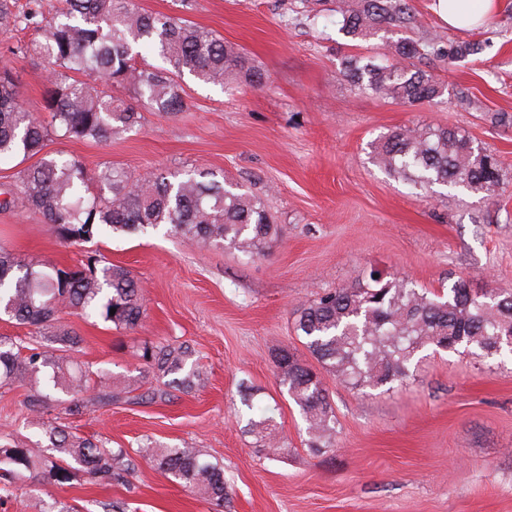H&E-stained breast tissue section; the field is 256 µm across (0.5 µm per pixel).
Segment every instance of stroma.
Masks as SVG:
<instances>
[{
	"instance_id": "stroma-1",
	"label": "stroma",
	"mask_w": 512,
	"mask_h": 512,
	"mask_svg": "<svg viewBox=\"0 0 512 512\" xmlns=\"http://www.w3.org/2000/svg\"><path fill=\"white\" fill-rule=\"evenodd\" d=\"M489 20L451 29L433 0H411L419 35L477 40L481 54L431 67L445 87L438 103L403 106L358 91L340 72L342 58L379 51L374 37L354 41L336 24V0H139L149 11L188 19L245 49L261 85L222 88L182 78L187 106L166 115L139 105L138 127L106 143L55 138L47 149L78 156L89 170L109 162L136 174L205 167L260 197L278 228L264 255L203 247L158 228L61 243L24 208L0 212V243L25 260L74 265L85 251L129 269L146 294L136 332L72 314L62 321L81 338L75 357L94 371L147 380L133 347L143 340L188 342L208 378L172 401L88 407L39 416L24 408L27 390L0 389V437L40 441L58 421L107 447L136 451L145 439L200 448L223 465L232 498L224 507L197 498L151 464L130 484L75 475L59 486L28 480L20 499L0 498V512H512V352L475 358L428 354L395 391L367 393L334 378L325 383L337 416L336 449L313 453L306 424L282 392L274 348L310 354L296 336L294 311L319 293L345 287L370 269L445 290L512 288V0H498ZM27 29L0 34V62L17 77L21 101L43 113L47 65L5 53L27 45ZM472 105L461 109L458 92ZM430 124L465 131L496 154L498 195L463 187L423 192L372 160V144L390 129ZM274 409L288 451L265 457L238 424L245 394Z\"/></svg>"
}]
</instances>
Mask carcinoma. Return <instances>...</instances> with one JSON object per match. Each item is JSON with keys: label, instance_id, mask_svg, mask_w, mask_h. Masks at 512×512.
<instances>
[{"label": "carcinoma", "instance_id": "1", "mask_svg": "<svg viewBox=\"0 0 512 512\" xmlns=\"http://www.w3.org/2000/svg\"><path fill=\"white\" fill-rule=\"evenodd\" d=\"M56 14L44 15L42 0H0V31L24 26L39 38L25 52L51 61L40 119L19 102L17 78L0 67V162L37 161L17 172L14 187L0 192V211L18 206L40 214L59 241L75 246L100 235H123L147 228L170 232L204 246L229 247L246 256L263 254L275 234L261 199L226 184L224 174L196 168L184 173L134 175L108 162L95 173L77 158L46 151L51 137L106 142L140 122L136 107L115 95L128 89L135 99L165 114L185 107L178 78L227 86L244 79L259 84L248 56L210 30L180 17L153 13L137 0H60ZM340 31L353 39L383 32L397 36L386 52L366 62L348 59L343 74L361 92L397 103H434L445 87L430 61H460L478 55L479 42H444L414 37L419 20L411 0H336ZM160 57L168 67L136 62L134 49ZM376 164L416 188L464 186L493 194L501 183L498 160L458 131L424 124L397 127L374 150ZM116 309L110 314V309ZM71 311L98 316L115 328L134 331L145 318L144 293L131 272L91 255L74 266L25 262L0 247V314L34 328L26 346L0 336V388L26 386L25 407L42 414L51 403L80 415L90 404L120 400L152 404L188 393L202 380L190 363L187 342L144 341L135 358L161 388L143 389L137 379L118 380L75 364L67 352L80 337L60 324ZM294 329L320 369L286 346L272 351L279 385L306 423L308 448L335 450L336 410L323 375L353 390L403 386L409 366L428 349L477 357L512 345V289L478 293L460 278L448 294L416 288L405 278L359 275L353 285L319 295L296 310ZM244 430L270 455L284 451L273 410L244 399ZM48 444L0 442V490L14 496L27 477L64 485L82 473L90 481L128 484L137 467L125 448H106L66 425L48 424ZM168 479L218 505L228 498L224 466L204 458L199 448H178L148 440L137 450Z\"/></svg>", "mask_w": 512, "mask_h": 512}]
</instances>
